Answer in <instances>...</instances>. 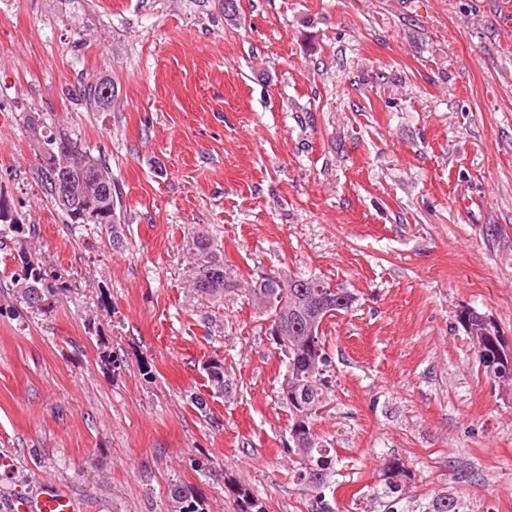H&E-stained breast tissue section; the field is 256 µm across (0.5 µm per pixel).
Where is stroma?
Masks as SVG:
<instances>
[{
    "label": "stroma",
    "mask_w": 512,
    "mask_h": 512,
    "mask_svg": "<svg viewBox=\"0 0 512 512\" xmlns=\"http://www.w3.org/2000/svg\"><path fill=\"white\" fill-rule=\"evenodd\" d=\"M0 0V512L60 489L79 512H318L295 472L285 358L249 284L353 293L323 326L313 426L333 512H512V398L458 314L512 338V0ZM106 77L99 111L80 87ZM104 157L109 230L41 191L30 116ZM207 238L234 289L190 288ZM61 274L49 310L13 280ZM223 364L232 383L208 377ZM406 477L387 486L385 459ZM174 512H205L203 504L196 498L191 488L177 485L170 491Z\"/></svg>",
    "instance_id": "obj_1"
}]
</instances>
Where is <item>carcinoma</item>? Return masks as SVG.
<instances>
[{"mask_svg": "<svg viewBox=\"0 0 512 512\" xmlns=\"http://www.w3.org/2000/svg\"><path fill=\"white\" fill-rule=\"evenodd\" d=\"M43 142L54 151H59L63 144L80 146L66 132L58 129L41 134ZM109 171V167L101 157H95L84 151L73 158L65 171L56 170L54 155L47 154L39 163L41 173V189L50 202L62 212L69 224H99L111 229L112 243L122 241L121 220L116 213L119 193H101L98 185L86 178V168ZM71 177L83 183L81 195L69 202L58 199L54 180ZM196 266L198 276L193 278L192 286L205 294L226 291L234 287L233 280L224 261L213 252L208 239L202 238L196 243ZM305 287L295 288L293 292L279 296L277 302L281 308H266L259 305V297L271 293L267 285H258V291L252 292L254 303L260 312L288 322V335L279 341L281 352L286 358V374L282 392L288 393L285 404L292 419L291 438L296 454L304 458V467L297 473V479L317 493L327 487L331 473L332 458L330 449L324 444L311 428L313 418L323 414L326 407L328 390L333 386L332 375L329 374V357L325 350L323 336H317L308 342L310 329L305 298L311 294L325 291L330 284L317 276L306 275ZM60 276L48 271L39 264L24 261L23 274L14 278L17 295L30 308L46 310L42 297L58 287ZM466 335L475 350L479 366L486 376L505 389L512 390V357L503 355L497 359V352L504 349L500 339L503 334L499 324L490 316L475 309L463 310L459 314ZM228 491L237 496L245 505L242 512H264L260 505L242 485L228 487ZM171 505L174 512H205L201 501L196 498L191 488L177 485L170 491Z\"/></svg>", "mask_w": 512, "mask_h": 512, "instance_id": "obj_1", "label": "carcinoma"}]
</instances>
